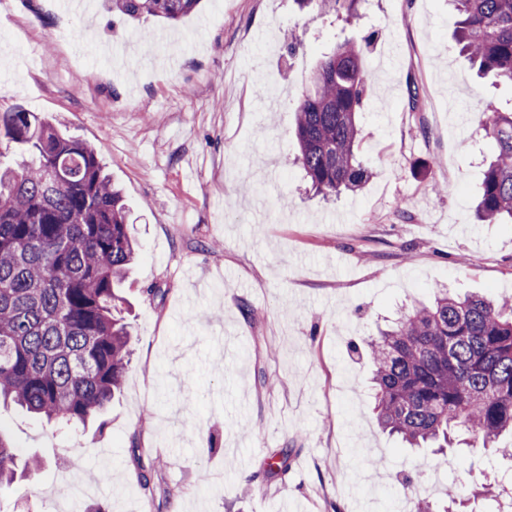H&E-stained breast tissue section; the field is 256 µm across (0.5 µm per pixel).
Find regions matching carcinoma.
I'll list each match as a JSON object with an SVG mask.
<instances>
[{
	"label": "carcinoma",
	"mask_w": 512,
	"mask_h": 512,
	"mask_svg": "<svg viewBox=\"0 0 512 512\" xmlns=\"http://www.w3.org/2000/svg\"><path fill=\"white\" fill-rule=\"evenodd\" d=\"M317 12L358 14L362 0H301ZM456 41L481 76L512 85V0H450ZM200 0H106L130 19L174 22ZM336 45L297 105L298 162L322 196L362 186L360 118L372 74L363 45ZM496 144L476 207L485 224H512V109L486 99ZM0 400L71 426L101 417L120 392L130 334L119 294L136 255L127 212L95 149L36 112L0 113ZM382 430L411 448L493 447L512 432V301L433 289L364 342ZM18 448L0 431V485Z\"/></svg>",
	"instance_id": "cac0c4a2"
}]
</instances>
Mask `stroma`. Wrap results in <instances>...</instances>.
<instances>
[{"instance_id":"obj_1","label":"stroma","mask_w":512,"mask_h":512,"mask_svg":"<svg viewBox=\"0 0 512 512\" xmlns=\"http://www.w3.org/2000/svg\"><path fill=\"white\" fill-rule=\"evenodd\" d=\"M455 26L448 0H365L351 23L298 0H202L177 22L0 0V112L57 119L94 146L139 245L120 394L62 431L1 405L19 456L0 512H398L452 488L467 512L488 508L472 491L506 461L423 460L381 433L361 353L433 289L512 300V224L472 215L495 152L479 104L512 103V86L475 77ZM374 30L369 177L323 198L284 164L296 105L337 36ZM263 83L273 108L255 103ZM286 448L287 474H271Z\"/></svg>"}]
</instances>
